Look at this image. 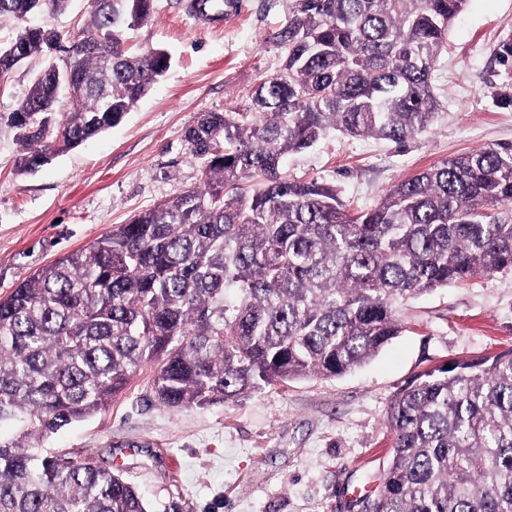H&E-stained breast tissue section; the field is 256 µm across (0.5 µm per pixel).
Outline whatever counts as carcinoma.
Returning a JSON list of instances; mask_svg holds the SVG:
<instances>
[{"label": "carcinoma", "mask_w": 512, "mask_h": 512, "mask_svg": "<svg viewBox=\"0 0 512 512\" xmlns=\"http://www.w3.org/2000/svg\"><path fill=\"white\" fill-rule=\"evenodd\" d=\"M71 0H0L20 22ZM467 0H291L280 70L241 108L185 130L200 186L65 253L0 298V512H149L122 475L41 443L104 409L148 364L172 408L236 402L285 379L336 377L402 332L422 293L512 271V144L442 159L356 213L296 180L286 155L331 131L403 144L432 128V84ZM154 0H91L66 108L44 67L0 124L15 168L118 125L169 69L129 47ZM63 49L48 24L0 44V79ZM389 462L366 512H512V350L421 372L394 397Z\"/></svg>", "instance_id": "carcinoma-1"}]
</instances>
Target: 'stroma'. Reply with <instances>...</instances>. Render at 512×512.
<instances>
[{"mask_svg": "<svg viewBox=\"0 0 512 512\" xmlns=\"http://www.w3.org/2000/svg\"><path fill=\"white\" fill-rule=\"evenodd\" d=\"M215 22L186 0H156L134 50L171 55L163 78L105 133L41 171L15 170L20 146L0 124V297L113 226L198 186L185 129L202 112H229L279 70L275 40L289 0H244ZM512 0H468L435 73L439 117L399 146L333 131L289 155L290 176L334 186L355 209L442 158L512 143ZM404 332L369 362L335 378L308 376L231 404L169 409L153 397L152 366L105 410L47 446L94 456L133 484L150 512H365L350 491L374 492L388 464L386 414L428 368L512 350V272L477 277L410 300Z\"/></svg>", "mask_w": 512, "mask_h": 512, "instance_id": "35a3bbf8", "label": "stroma"}]
</instances>
